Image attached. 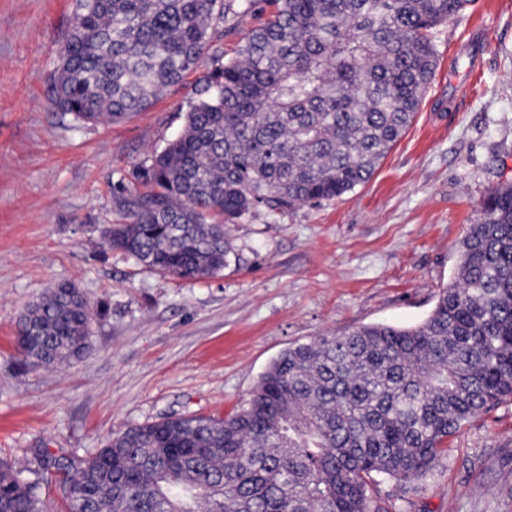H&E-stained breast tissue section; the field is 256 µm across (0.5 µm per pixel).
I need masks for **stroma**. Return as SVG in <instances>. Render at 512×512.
I'll return each instance as SVG.
<instances>
[{
  "label": "stroma",
  "instance_id": "stroma-1",
  "mask_svg": "<svg viewBox=\"0 0 512 512\" xmlns=\"http://www.w3.org/2000/svg\"><path fill=\"white\" fill-rule=\"evenodd\" d=\"M199 67L146 111L86 124L59 112L48 77L74 0H0V460L86 457L130 426L228 417L288 347L370 324L414 327L456 281L483 200L512 185V0H469L434 44L437 68L406 133L366 183L229 225L205 280L176 279L106 247L118 186L185 124L200 79L267 19V0H224ZM69 281L95 319L91 348L33 367L17 323ZM390 512H512V400L448 442L427 476L382 480Z\"/></svg>",
  "mask_w": 512,
  "mask_h": 512
}]
</instances>
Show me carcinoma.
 Wrapping results in <instances>:
<instances>
[{
	"label": "carcinoma",
	"mask_w": 512,
	"mask_h": 512,
	"mask_svg": "<svg viewBox=\"0 0 512 512\" xmlns=\"http://www.w3.org/2000/svg\"><path fill=\"white\" fill-rule=\"evenodd\" d=\"M270 17L207 73L182 132L121 186L106 245L180 279L221 271L224 225L365 182L414 118L436 28L468 0H267ZM224 0H75L49 76L57 110L118 122L196 68ZM87 301L46 289L18 348L58 367L83 356ZM512 399V185L489 194L456 283L414 328L363 326L286 349L228 418L127 428L74 462L43 450L65 512H387L379 476L429 474L448 439ZM0 512H43L40 481L0 461Z\"/></svg>",
	"instance_id": "obj_1"
}]
</instances>
